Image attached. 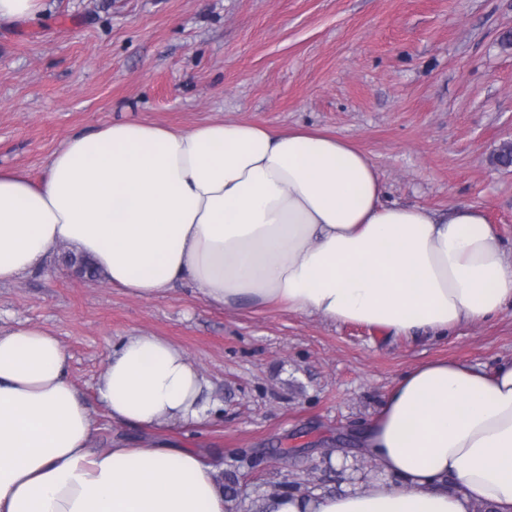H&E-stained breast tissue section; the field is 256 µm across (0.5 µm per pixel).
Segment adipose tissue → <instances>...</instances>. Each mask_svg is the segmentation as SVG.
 <instances>
[{
	"label": "adipose tissue",
	"mask_w": 512,
	"mask_h": 512,
	"mask_svg": "<svg viewBox=\"0 0 512 512\" xmlns=\"http://www.w3.org/2000/svg\"><path fill=\"white\" fill-rule=\"evenodd\" d=\"M367 153L305 128L120 121L71 136L39 180L0 168V284L60 244L136 297L190 282L209 303L277 306L382 333L440 336L512 304V254L483 210L384 203ZM49 330L0 329V512H228L197 452L95 447L96 422ZM204 376L152 334L112 345L96 392L113 421H201ZM380 482L290 490L267 512H512V362H424L360 436Z\"/></svg>",
	"instance_id": "obj_1"
}]
</instances>
